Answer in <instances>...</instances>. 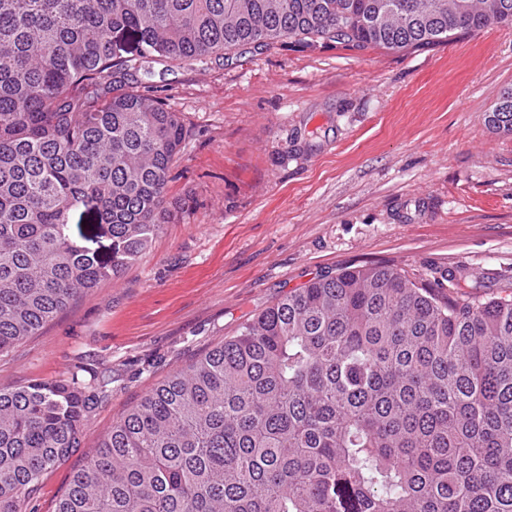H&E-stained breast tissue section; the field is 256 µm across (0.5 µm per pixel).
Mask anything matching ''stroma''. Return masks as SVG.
Instances as JSON below:
<instances>
[{
    "mask_svg": "<svg viewBox=\"0 0 512 512\" xmlns=\"http://www.w3.org/2000/svg\"><path fill=\"white\" fill-rule=\"evenodd\" d=\"M147 82L185 129L169 224L119 277L0 353V387L112 372L33 512H53L123 411L316 276L462 268L459 298L512 294V134L485 121L512 86V25L410 52L277 43ZM69 232L110 258L86 208Z\"/></svg>",
    "mask_w": 512,
    "mask_h": 512,
    "instance_id": "1",
    "label": "stroma"
}]
</instances>
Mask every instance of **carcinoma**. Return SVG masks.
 Segmentation results:
<instances>
[{"mask_svg": "<svg viewBox=\"0 0 512 512\" xmlns=\"http://www.w3.org/2000/svg\"><path fill=\"white\" fill-rule=\"evenodd\" d=\"M512 0H0V352L118 277L169 222L183 124L151 64L275 43L417 51ZM512 133V87L487 115ZM83 206L105 263L69 233ZM391 264L287 293L123 412L55 512H512V296ZM112 371L0 387V512H27Z\"/></svg>", "mask_w": 512, "mask_h": 512, "instance_id": "cac0c4a2", "label": "carcinoma"}]
</instances>
